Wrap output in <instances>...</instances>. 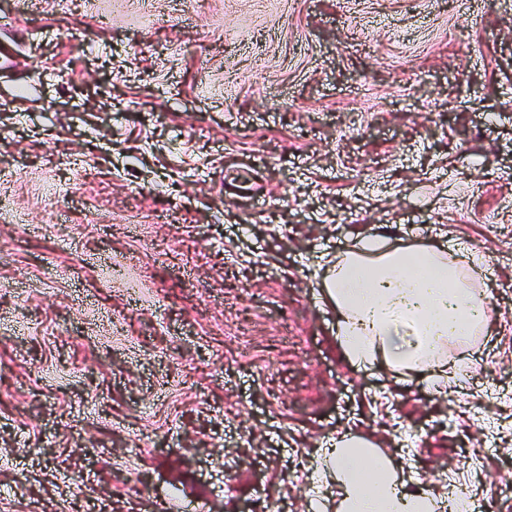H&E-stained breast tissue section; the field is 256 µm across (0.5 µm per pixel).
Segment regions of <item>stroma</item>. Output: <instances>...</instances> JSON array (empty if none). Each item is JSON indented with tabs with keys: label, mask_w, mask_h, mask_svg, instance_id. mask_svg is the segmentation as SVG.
Wrapping results in <instances>:
<instances>
[{
	"label": "stroma",
	"mask_w": 512,
	"mask_h": 512,
	"mask_svg": "<svg viewBox=\"0 0 512 512\" xmlns=\"http://www.w3.org/2000/svg\"><path fill=\"white\" fill-rule=\"evenodd\" d=\"M384 224L489 259L466 393L338 358ZM347 428L512 512V0H0V512H308Z\"/></svg>",
	"instance_id": "35a3bbf8"
}]
</instances>
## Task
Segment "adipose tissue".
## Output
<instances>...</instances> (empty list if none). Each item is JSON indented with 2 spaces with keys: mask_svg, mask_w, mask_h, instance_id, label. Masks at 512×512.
Masks as SVG:
<instances>
[{
  "mask_svg": "<svg viewBox=\"0 0 512 512\" xmlns=\"http://www.w3.org/2000/svg\"><path fill=\"white\" fill-rule=\"evenodd\" d=\"M483 253L445 257L436 248L392 246L381 237L338 253L325 267L321 301L336 316V347L351 366L383 367L395 380L420 375L432 395L464 386L471 358L449 356L467 346L475 326L495 312L478 283ZM310 512H445L447 495L416 484L370 436L337 433L318 458Z\"/></svg>",
  "mask_w": 512,
  "mask_h": 512,
  "instance_id": "ef3b65f1",
  "label": "adipose tissue"
}]
</instances>
